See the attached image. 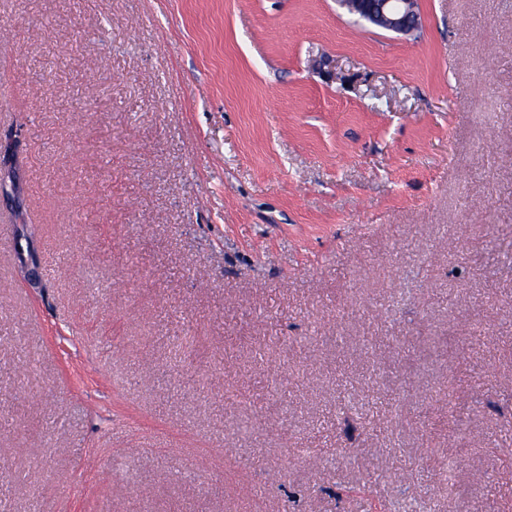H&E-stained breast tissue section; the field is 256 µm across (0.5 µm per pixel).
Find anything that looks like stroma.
<instances>
[{
	"mask_svg": "<svg viewBox=\"0 0 512 512\" xmlns=\"http://www.w3.org/2000/svg\"><path fill=\"white\" fill-rule=\"evenodd\" d=\"M418 10L0 0V512H512V0ZM359 19L386 30L408 34L421 26L416 0H338Z\"/></svg>",
	"mask_w": 512,
	"mask_h": 512,
	"instance_id": "1",
	"label": "stroma"
}]
</instances>
